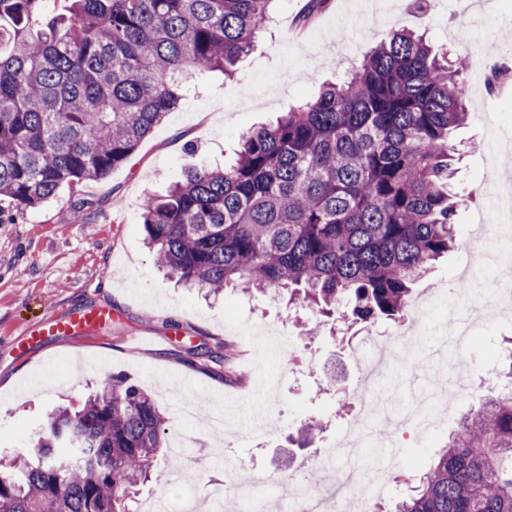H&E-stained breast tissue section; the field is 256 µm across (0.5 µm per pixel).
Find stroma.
<instances>
[{
	"instance_id": "stroma-1",
	"label": "stroma",
	"mask_w": 512,
	"mask_h": 512,
	"mask_svg": "<svg viewBox=\"0 0 512 512\" xmlns=\"http://www.w3.org/2000/svg\"><path fill=\"white\" fill-rule=\"evenodd\" d=\"M306 8L307 0H280L274 23L234 76L209 74L106 178L63 189L36 208L0 213V448L25 449L47 411L82 404L104 375L119 374L151 393L165 415L175 402L198 404L188 424L197 431L190 453L199 470L160 462L159 478L145 492L158 489L174 500L193 486L200 512H241V500L227 495L225 485L253 465L275 476L254 489L253 499L276 508L293 486L332 468L328 455L358 413L353 391L363 371L361 350L390 320L358 323L347 316L325 324L315 310L270 290L229 288L213 299L181 287L155 265L138 202L187 167L223 164L245 129L340 79L390 29L423 35L453 55L512 63V0H481L475 10L465 0H329L304 25ZM463 83L468 117L453 133L455 181L464 194L461 234L486 212L485 189L507 163L496 145L512 139V80L494 90L486 70L474 69ZM470 261L456 249L414 287L412 302L429 303L421 345L430 344V331L448 310L461 314L468 302L493 303L487 273L473 279L468 300L449 298ZM95 305L111 306L112 314L88 334L26 338L50 317ZM222 342L235 373L229 382L206 357ZM491 360H512V316L490 314L474 332L466 362L473 382L485 378ZM454 373L448 361L422 375L413 363H390L381 376L384 400L403 408L418 386L449 398L446 383ZM450 400L420 435L398 440L396 483L377 507L387 508L433 464L471 407ZM307 423L316 426L313 441L297 447L289 437Z\"/></svg>"
}]
</instances>
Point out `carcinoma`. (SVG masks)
<instances>
[{
    "label": "carcinoma",
    "instance_id": "1",
    "mask_svg": "<svg viewBox=\"0 0 512 512\" xmlns=\"http://www.w3.org/2000/svg\"><path fill=\"white\" fill-rule=\"evenodd\" d=\"M276 0H0V208L23 211L124 165L184 97L229 76ZM467 68L393 31L340 84L240 135L140 202L176 281L290 290L330 316L405 318L411 285L456 246L450 132ZM170 420L124 376L58 408L29 456L0 448V512H137ZM394 512H512V389L473 408Z\"/></svg>",
    "mask_w": 512,
    "mask_h": 512
}]
</instances>
